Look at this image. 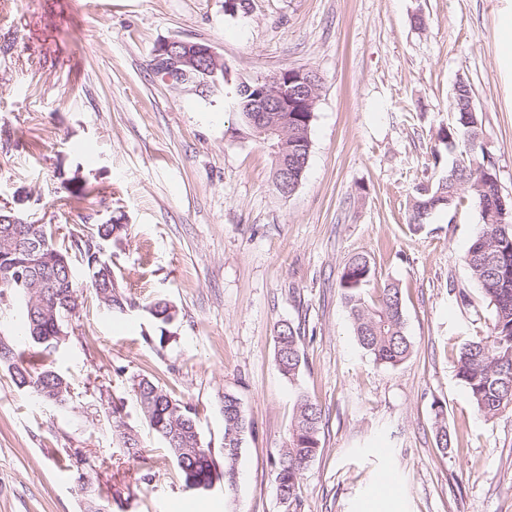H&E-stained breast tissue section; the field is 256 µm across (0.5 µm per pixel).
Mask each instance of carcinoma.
Instances as JSON below:
<instances>
[{"label": "carcinoma", "mask_w": 512, "mask_h": 512, "mask_svg": "<svg viewBox=\"0 0 512 512\" xmlns=\"http://www.w3.org/2000/svg\"><path fill=\"white\" fill-rule=\"evenodd\" d=\"M466 84L454 93L452 110L455 121L438 132L448 143V150L456 152L447 176L434 185L418 190L410 223L423 224L437 210L451 209L460 199V191L469 193L478 209L481 223L464 261L478 288L482 291L492 317L483 335L473 336L459 348L456 377L467 389L477 411L493 418L512 410V222L498 223L497 172L493 161L486 160L482 140L485 139L479 113L466 112L468 93ZM237 112L248 135L259 144L265 137L251 125L246 112L245 98L236 97ZM314 113L283 112V125L289 137L296 138L298 146L288 147L291 155L309 159L310 128ZM97 193L93 186H81L78 192L60 198V206L75 209L89 196ZM125 232V225L101 222L91 225L86 234L58 243L51 250L54 264L52 275L64 284L58 297L52 298L41 289L32 288L33 282H18L15 273H3L6 260L0 258V300L17 302L24 310L23 332L30 342V357L17 351L13 344L0 338V364L8 367L15 384L35 393L42 402L65 404L71 394L70 383L52 366L37 363L63 343L60 333L67 330L75 316L76 269L89 279L98 301L107 310L121 313L125 300L112 275V242ZM375 270L364 254L353 256L345 265L340 278L342 297L348 308L353 329L360 347L374 362L397 366L411 354L412 345L405 332V317L399 288L389 283L382 288H370ZM148 313L165 332L172 322L173 306L164 299H156L146 306ZM276 361L281 373L290 380L298 375L302 363L300 336L297 329L285 322L277 326ZM132 392L148 425L165 444L179 470L183 488L194 493L211 491L215 483L223 481L227 489L235 485V464L243 448L250 422L240 399L226 392L222 400L224 415V469L217 470L211 450L204 447L197 423L195 408L173 397L152 377L142 376L132 381ZM321 408L305 395L298 397L291 426L288 447L275 462V483L280 498L291 500L297 495L302 470L320 450Z\"/></svg>", "instance_id": "cac0c4a2"}]
</instances>
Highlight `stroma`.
I'll list each match as a JSON object with an SVG mask.
<instances>
[{
  "mask_svg": "<svg viewBox=\"0 0 512 512\" xmlns=\"http://www.w3.org/2000/svg\"><path fill=\"white\" fill-rule=\"evenodd\" d=\"M512 0H0V209L81 234L127 233L112 269L129 301L110 314L85 276L68 336L49 359L71 387L41 404L0 365V512H512V410L487 419L456 377L460 346L491 308L464 255L480 222L461 202L408 222L418 186L448 170L439 128L464 81L504 195L512 196V81L496 31ZM179 38L210 44L227 87L309 68L320 77L304 177L273 188V159L221 95L175 88L150 68ZM38 150H28L30 141ZM86 182L81 208L56 199ZM364 253L401 290L412 354L376 364L359 346L339 286ZM176 309L167 329L146 311ZM301 336L295 381L274 329ZM155 375L198 413L223 464L221 397L252 423L232 495L186 492L130 381ZM322 409L321 450L297 495L276 492L298 393ZM119 418H112V409ZM451 444H436V410ZM137 435L130 458L123 434ZM84 461L85 484L66 470Z\"/></svg>",
  "mask_w": 512,
  "mask_h": 512,
  "instance_id": "1",
  "label": "stroma"
}]
</instances>
